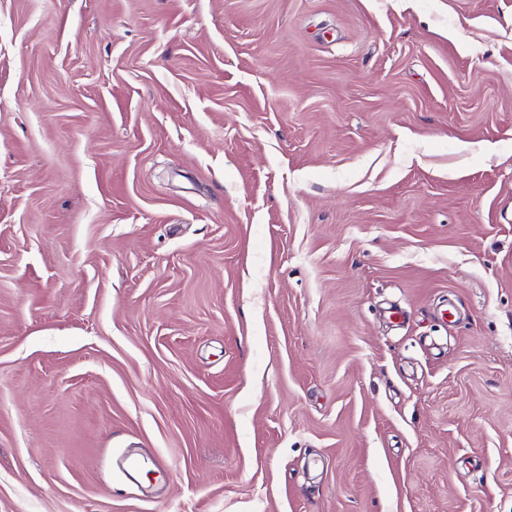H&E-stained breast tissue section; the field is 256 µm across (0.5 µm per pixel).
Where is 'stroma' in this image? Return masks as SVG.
Returning <instances> with one entry per match:
<instances>
[{
    "label": "stroma",
    "mask_w": 512,
    "mask_h": 512,
    "mask_svg": "<svg viewBox=\"0 0 512 512\" xmlns=\"http://www.w3.org/2000/svg\"><path fill=\"white\" fill-rule=\"evenodd\" d=\"M0 512H512V0H0Z\"/></svg>",
    "instance_id": "35a3bbf8"
}]
</instances>
